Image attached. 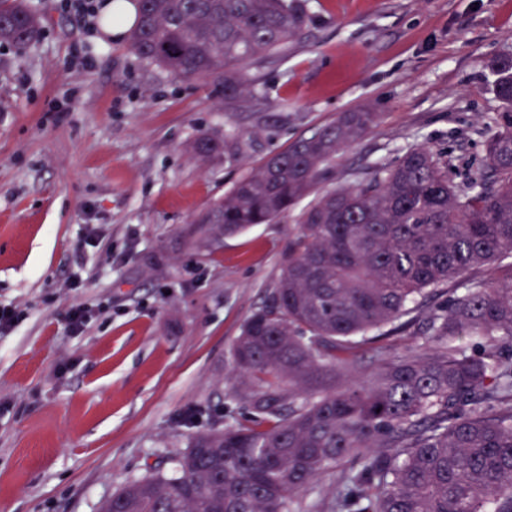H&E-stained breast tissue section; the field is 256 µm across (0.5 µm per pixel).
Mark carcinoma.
<instances>
[{
	"label": "carcinoma",
	"instance_id": "cac0c4a2",
	"mask_svg": "<svg viewBox=\"0 0 512 512\" xmlns=\"http://www.w3.org/2000/svg\"><path fill=\"white\" fill-rule=\"evenodd\" d=\"M132 2L130 48L177 78L212 81L226 109L249 92L246 61L284 50L303 24L288 0ZM41 29L28 0H0V44L21 52ZM490 72L502 112L466 189L416 146L297 214L268 304L232 349L269 426L192 436L174 473L126 483L99 512H289L330 471L336 492L316 512H512V54ZM373 120L342 113L242 176L196 223L231 235L293 210ZM192 149L207 159L221 144L203 135ZM481 266L488 278L470 276ZM440 290L450 297L427 315L417 352L351 378L358 349L391 337Z\"/></svg>",
	"mask_w": 512,
	"mask_h": 512
}]
</instances>
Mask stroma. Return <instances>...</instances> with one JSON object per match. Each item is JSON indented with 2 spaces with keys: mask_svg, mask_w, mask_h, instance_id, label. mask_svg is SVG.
I'll use <instances>...</instances> for the list:
<instances>
[{
  "mask_svg": "<svg viewBox=\"0 0 512 512\" xmlns=\"http://www.w3.org/2000/svg\"><path fill=\"white\" fill-rule=\"evenodd\" d=\"M44 24L0 46V512H98L148 466L171 472L196 433L252 410L232 345L263 308L293 216L227 235L200 212L342 113L378 121L321 188L370 179L423 145L459 189L482 165L501 104L489 65L512 52V0H296L304 23L246 66L224 111L211 87L98 39V17L29 0ZM209 134L225 152L199 161ZM89 319L72 333L68 314ZM416 322L363 347L355 375L414 351Z\"/></svg>",
  "mask_w": 512,
  "mask_h": 512,
  "instance_id": "35a3bbf8",
  "label": "stroma"
}]
</instances>
